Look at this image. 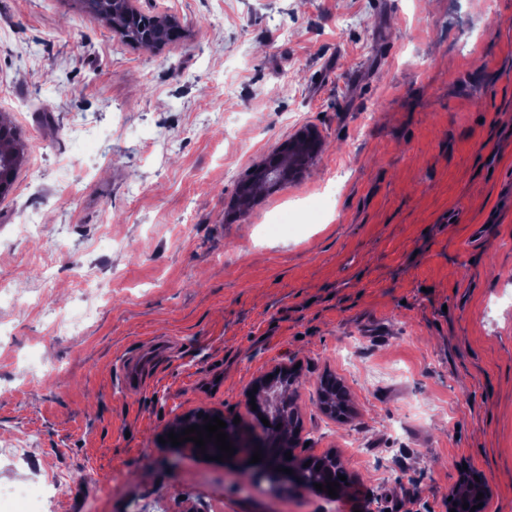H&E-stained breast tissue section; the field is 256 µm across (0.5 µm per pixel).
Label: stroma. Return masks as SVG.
<instances>
[{"mask_svg":"<svg viewBox=\"0 0 512 512\" xmlns=\"http://www.w3.org/2000/svg\"><path fill=\"white\" fill-rule=\"evenodd\" d=\"M135 5L183 38L0 0L25 144L0 198V448L38 438L0 483L85 468L124 481L99 512H308L160 443L193 409L253 423L254 379L295 365L301 442L351 475L340 512H446L465 464L512 512V184L487 175L512 168V0ZM302 130L320 153L237 209ZM159 340L126 393L121 357ZM327 373L346 417L319 407Z\"/></svg>","mask_w":512,"mask_h":512,"instance_id":"obj_1","label":"stroma"}]
</instances>
